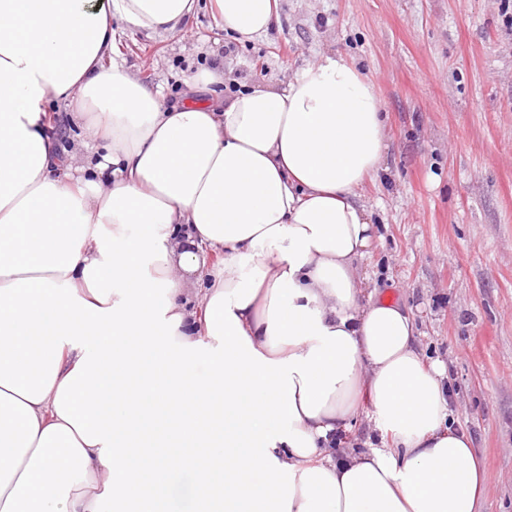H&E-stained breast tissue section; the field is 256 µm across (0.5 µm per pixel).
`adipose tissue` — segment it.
Instances as JSON below:
<instances>
[{
	"mask_svg": "<svg viewBox=\"0 0 512 512\" xmlns=\"http://www.w3.org/2000/svg\"><path fill=\"white\" fill-rule=\"evenodd\" d=\"M197 0H0V512H482L412 312L364 295L383 170L373 83L325 54L285 84L166 103L113 19L172 31ZM236 42L278 0H209ZM81 123L58 158L49 103ZM389 445L339 450L361 412ZM197 481L192 471H184L168 486L159 512H197Z\"/></svg>",
	"mask_w": 512,
	"mask_h": 512,
	"instance_id": "ef3b65f1",
	"label": "adipose tissue"
}]
</instances>
